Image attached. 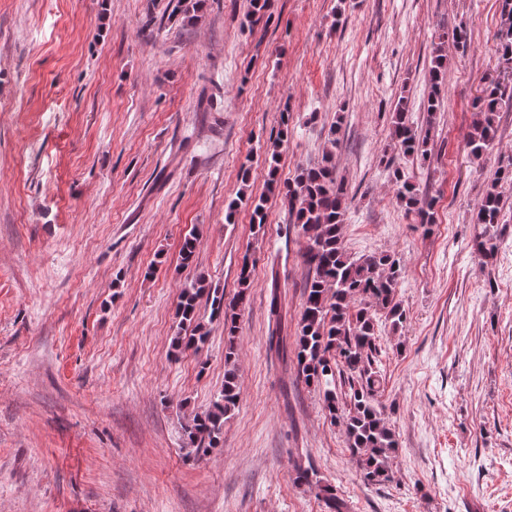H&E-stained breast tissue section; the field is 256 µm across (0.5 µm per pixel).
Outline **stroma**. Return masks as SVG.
Here are the masks:
<instances>
[{
    "instance_id": "stroma-1",
    "label": "stroma",
    "mask_w": 512,
    "mask_h": 512,
    "mask_svg": "<svg viewBox=\"0 0 512 512\" xmlns=\"http://www.w3.org/2000/svg\"><path fill=\"white\" fill-rule=\"evenodd\" d=\"M176 2L0 0V512H326L297 462L349 512H512V186L495 259L471 248L512 106L483 161L465 146L485 76L512 87L501 0H271L266 25L248 24L250 0H204L193 21ZM439 43L432 153L403 164L435 201L426 230L381 159L398 100L427 121ZM333 125L346 250L405 266L407 324L377 327L399 444L382 484L269 348L271 302L296 336L304 239L274 197L253 233L246 202L320 162ZM245 262L240 401L193 459L182 427L224 387V322L200 299L207 342L173 352L180 291L202 274L232 298Z\"/></svg>"
}]
</instances>
